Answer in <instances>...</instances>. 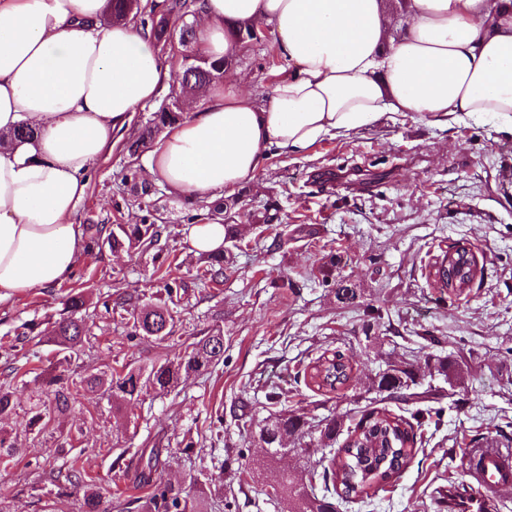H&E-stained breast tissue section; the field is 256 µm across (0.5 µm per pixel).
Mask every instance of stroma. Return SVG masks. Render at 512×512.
Returning <instances> with one entry per match:
<instances>
[{"label": "stroma", "mask_w": 512, "mask_h": 512, "mask_svg": "<svg viewBox=\"0 0 512 512\" xmlns=\"http://www.w3.org/2000/svg\"><path fill=\"white\" fill-rule=\"evenodd\" d=\"M293 72L276 41L247 44L226 81L264 104L272 86ZM129 158L114 143L87 173L89 188L79 224H139L146 214L127 201L122 175ZM512 135L493 121L463 118L442 126L413 112L386 113L349 136L327 137L299 153L270 151L257 179L244 185L234 221L259 246L232 253L220 284L194 278L201 256L190 252L183 200L153 183L150 201L165 221L157 248L175 263L170 276L190 287L173 337L128 341L119 315L91 313L89 343L72 371H106L122 364L151 366L176 357L192 337L221 329L224 358L209 370L181 378L170 392L131 401L99 392L78 396L71 411L45 418L39 432L16 433L38 399L41 373L59 357L49 340L37 359L5 362L22 324L46 332L63 308L70 281L13 297L0 305V385L15 388L16 411L0 421L14 435L17 457L0 464V512H79L80 497L59 491L69 462L80 456L108 507L117 498H145L133 474L114 468L122 448H155L163 477L179 484L205 472L196 489L199 512H287V498L267 491L280 476L301 487L319 470V454L288 439V455L255 469L260 449L251 436L287 392L290 408L342 422L387 405L374 380L388 365L408 360L420 382L439 390L445 413L423 432L422 444L398 480L368 502H342L337 512H438L451 483L468 480L467 450L482 439L512 448ZM276 217L265 231L255 219L264 204ZM469 245L478 260L473 288L457 296L435 288L425 265L439 248ZM156 248V249H157ZM154 251V250H153ZM152 250L103 249L74 268L89 302L99 295L152 296L163 287ZM355 289L339 300L336 290ZM440 337L439 345L428 342ZM338 350L353 366L350 381L332 393L295 382L297 371L325 350ZM448 360L447 376L430 374L435 358ZM224 416L223 433L211 423ZM228 466H219L221 457Z\"/></svg>", "instance_id": "35a3bbf8"}]
</instances>
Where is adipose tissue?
<instances>
[{
	"instance_id": "obj_1",
	"label": "adipose tissue",
	"mask_w": 512,
	"mask_h": 512,
	"mask_svg": "<svg viewBox=\"0 0 512 512\" xmlns=\"http://www.w3.org/2000/svg\"><path fill=\"white\" fill-rule=\"evenodd\" d=\"M109 0H0V303L66 280L86 249L85 174L171 72L150 33L112 22ZM243 22L272 25L296 72L265 104L236 86L147 151L148 177L212 202L256 179L269 151L297 152L387 112L447 125L491 118L512 134V0H202L195 50L233 58Z\"/></svg>"
}]
</instances>
